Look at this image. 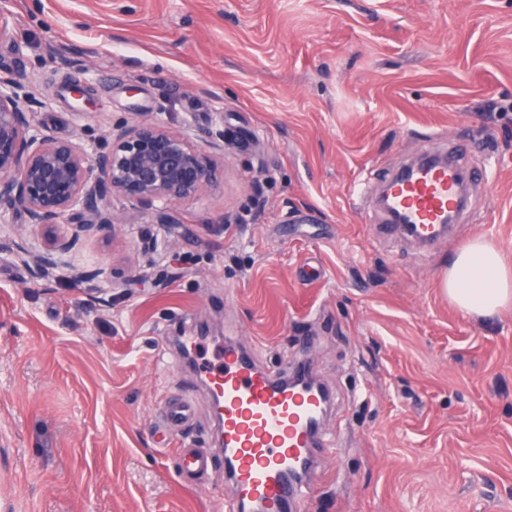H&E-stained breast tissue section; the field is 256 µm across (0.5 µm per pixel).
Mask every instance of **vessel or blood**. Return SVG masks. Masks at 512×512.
Segmentation results:
<instances>
[{
	"label": "vessel or blood",
	"instance_id": "obj_1",
	"mask_svg": "<svg viewBox=\"0 0 512 512\" xmlns=\"http://www.w3.org/2000/svg\"><path fill=\"white\" fill-rule=\"evenodd\" d=\"M459 168L453 148L445 165L418 169L406 179L390 178L384 190L397 220L379 225V233L422 246L441 240L442 223L459 212ZM215 358L203 374L219 418L224 477L234 488L228 512H241L251 502L267 505L269 512H303L308 491L287 474L301 462H313L321 445L314 426L326 413L320 395L307 386L304 355H295L286 381L232 342L217 350ZM163 415L172 429L181 428L191 415L188 397L168 400ZM178 459L186 477L207 472L211 465L208 453L191 445L179 449Z\"/></svg>",
	"mask_w": 512,
	"mask_h": 512
}]
</instances>
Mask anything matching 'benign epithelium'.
I'll return each instance as SVG.
<instances>
[{"label": "benign epithelium", "mask_w": 512, "mask_h": 512, "mask_svg": "<svg viewBox=\"0 0 512 512\" xmlns=\"http://www.w3.org/2000/svg\"><path fill=\"white\" fill-rule=\"evenodd\" d=\"M44 102L0 68V223L16 217L52 231L71 224L86 231L116 223L110 201L124 197L133 208L167 207L195 198L212 181V161L185 131L145 121L112 138L111 149L90 158L83 144L34 123ZM73 241L50 236L35 256L33 273L47 277L55 254Z\"/></svg>", "instance_id": "1"}]
</instances>
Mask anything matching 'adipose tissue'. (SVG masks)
I'll return each mask as SVG.
<instances>
[{
    "label": "adipose tissue",
    "mask_w": 512,
    "mask_h": 512,
    "mask_svg": "<svg viewBox=\"0 0 512 512\" xmlns=\"http://www.w3.org/2000/svg\"><path fill=\"white\" fill-rule=\"evenodd\" d=\"M443 286L458 309L483 317L512 301V269L498 247L478 237L457 252Z\"/></svg>",
    "instance_id": "ef3b65f1"
}]
</instances>
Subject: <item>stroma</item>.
I'll return each mask as SVG.
<instances>
[{
  "mask_svg": "<svg viewBox=\"0 0 512 512\" xmlns=\"http://www.w3.org/2000/svg\"><path fill=\"white\" fill-rule=\"evenodd\" d=\"M0 12L23 45L0 60L56 136L98 154L113 130L160 120L217 165L162 221L113 197L116 223L80 234L46 279L31 272L44 229L0 224V512H224L210 393L179 358L191 333L237 337L272 367L306 351L334 441L307 512H512V303L475 318L442 288L477 236L512 266V0ZM460 140L476 169L468 217L425 252L378 237L372 181ZM178 394L195 418L174 438L159 414ZM182 439L212 455L193 486Z\"/></svg>",
  "mask_w": 512,
  "mask_h": 512,
  "instance_id": "35a3bbf8",
  "label": "stroma"
}]
</instances>
